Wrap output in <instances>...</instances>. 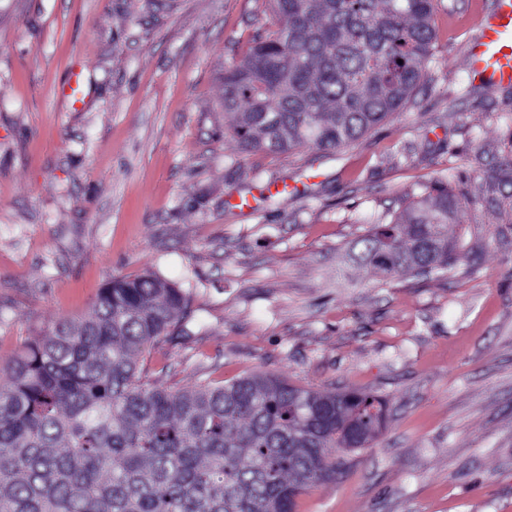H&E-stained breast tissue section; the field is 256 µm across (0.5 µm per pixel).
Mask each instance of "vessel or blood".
Masks as SVG:
<instances>
[{
  "instance_id": "1",
  "label": "vessel or blood",
  "mask_w": 512,
  "mask_h": 512,
  "mask_svg": "<svg viewBox=\"0 0 512 512\" xmlns=\"http://www.w3.org/2000/svg\"><path fill=\"white\" fill-rule=\"evenodd\" d=\"M480 33L467 52L471 73L495 84H512V0H494L479 17Z\"/></svg>"
}]
</instances>
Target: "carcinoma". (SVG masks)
Here are the masks:
<instances>
[{
  "instance_id": "cac0c4a2",
  "label": "carcinoma",
  "mask_w": 512,
  "mask_h": 512,
  "mask_svg": "<svg viewBox=\"0 0 512 512\" xmlns=\"http://www.w3.org/2000/svg\"><path fill=\"white\" fill-rule=\"evenodd\" d=\"M277 29L224 70V117L247 151L333 152L402 109L433 42V0H270ZM403 63H397V60ZM470 200L438 180L357 259L378 281L451 270ZM190 295L154 273L112 278L4 367L0 512H293L384 429L387 402L273 374L171 389L145 354L186 336Z\"/></svg>"
}]
</instances>
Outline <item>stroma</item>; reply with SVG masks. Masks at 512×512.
Instances as JSON below:
<instances>
[{
    "mask_svg": "<svg viewBox=\"0 0 512 512\" xmlns=\"http://www.w3.org/2000/svg\"><path fill=\"white\" fill-rule=\"evenodd\" d=\"M491 2L434 0L419 89L355 146L275 156L221 107L224 70L277 26L267 0H0V367L153 272L192 295L189 337L144 357L159 383L272 373L387 400L294 512H512V84L466 68ZM442 176L471 200L460 262L379 284L355 259L367 218Z\"/></svg>",
    "mask_w": 512,
    "mask_h": 512,
    "instance_id": "stroma-1",
    "label": "stroma"
}]
</instances>
